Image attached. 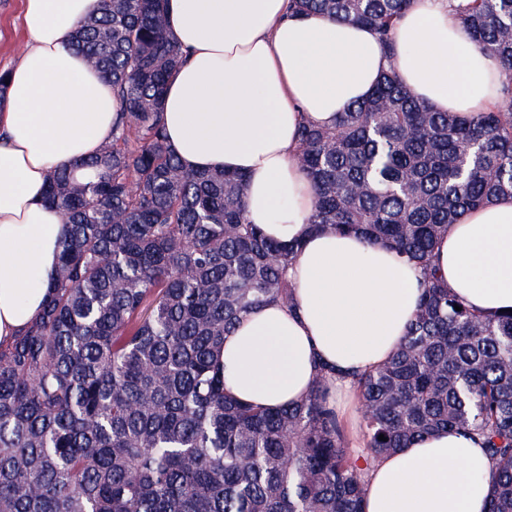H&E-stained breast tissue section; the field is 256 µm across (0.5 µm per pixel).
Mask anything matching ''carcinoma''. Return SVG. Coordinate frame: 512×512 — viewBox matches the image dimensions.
Masks as SVG:
<instances>
[{"mask_svg": "<svg viewBox=\"0 0 512 512\" xmlns=\"http://www.w3.org/2000/svg\"><path fill=\"white\" fill-rule=\"evenodd\" d=\"M166 3L104 0L73 34L112 80L118 114L86 162L95 177L61 169L41 197L67 232L42 312L0 343V512H363L370 470L445 429L485 450L486 512H512V313L474 312L433 265L448 225L512 196V0L454 5L473 46L501 62L490 110L437 112L390 70L332 125L298 130L312 230L359 234L422 274L399 349L356 380L355 449L326 364L277 409L224 391V337L290 302L298 246L248 222L243 174L187 172L168 145L165 86L185 54ZM409 3L291 0V15L367 26L389 49Z\"/></svg>", "mask_w": 512, "mask_h": 512, "instance_id": "1", "label": "carcinoma"}]
</instances>
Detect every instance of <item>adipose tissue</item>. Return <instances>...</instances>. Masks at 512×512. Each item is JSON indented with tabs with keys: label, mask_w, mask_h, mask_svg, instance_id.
<instances>
[{
	"label": "adipose tissue",
	"mask_w": 512,
	"mask_h": 512,
	"mask_svg": "<svg viewBox=\"0 0 512 512\" xmlns=\"http://www.w3.org/2000/svg\"><path fill=\"white\" fill-rule=\"evenodd\" d=\"M103 0H24L26 48L0 92V342L43 310L66 227L41 194L62 166L112 138V85L69 45ZM168 33L188 54L163 102L168 142L184 168L246 177L250 223L299 244L288 272L292 307L268 305L225 336L224 388L278 407L335 367L333 394L385 363L419 301L421 273L355 234L307 223L314 190L296 161L298 129L332 124L382 73L432 109L476 116L499 100L497 58L476 50L447 0H412L386 51L369 28L321 14L294 17L290 0H168ZM434 266L466 305L512 309V197L449 225ZM490 462L480 444L444 430L383 458L367 477L363 512H485Z\"/></svg>",
	"instance_id": "1"
}]
</instances>
